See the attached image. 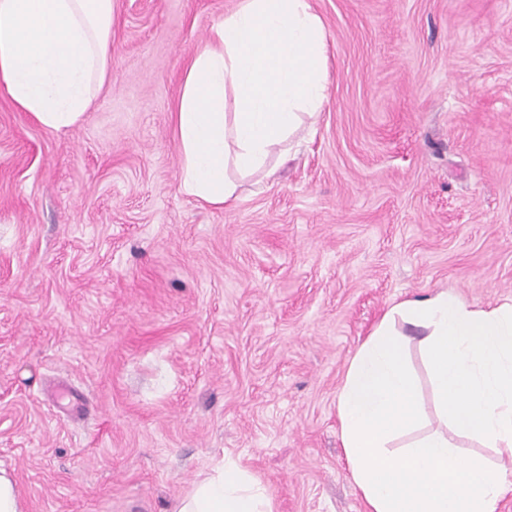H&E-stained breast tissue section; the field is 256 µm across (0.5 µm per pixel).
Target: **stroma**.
I'll return each mask as SVG.
<instances>
[{"mask_svg": "<svg viewBox=\"0 0 512 512\" xmlns=\"http://www.w3.org/2000/svg\"><path fill=\"white\" fill-rule=\"evenodd\" d=\"M240 0H113L53 131L0 92V468L23 512H172L223 457L366 512L336 399L395 303H512V0H311L327 100L276 180L180 190L187 62Z\"/></svg>", "mask_w": 512, "mask_h": 512, "instance_id": "obj_1", "label": "stroma"}]
</instances>
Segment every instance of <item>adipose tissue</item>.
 I'll return each mask as SVG.
<instances>
[{"label": "adipose tissue", "mask_w": 512, "mask_h": 512, "mask_svg": "<svg viewBox=\"0 0 512 512\" xmlns=\"http://www.w3.org/2000/svg\"><path fill=\"white\" fill-rule=\"evenodd\" d=\"M113 0H0V87L50 130L77 125L112 59ZM326 33L309 0H240L185 72L174 124L181 191L231 206L239 177L270 158L327 99ZM421 336L449 431L418 434L422 406L407 329ZM351 476L368 512H498L512 483L461 456L450 433L512 452V304L441 291L393 305L359 346L337 399ZM173 512H273L272 496L232 458Z\"/></svg>", "instance_id": "obj_1"}]
</instances>
